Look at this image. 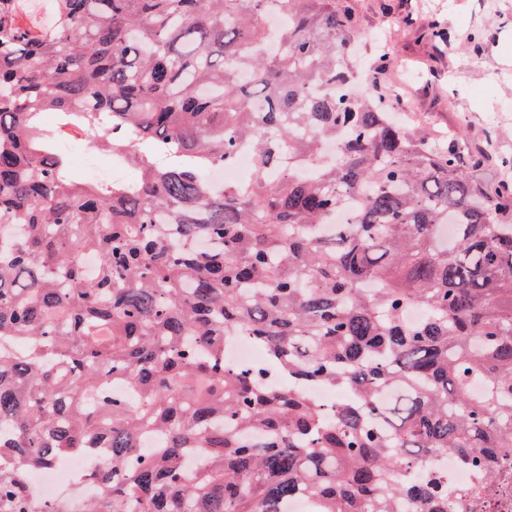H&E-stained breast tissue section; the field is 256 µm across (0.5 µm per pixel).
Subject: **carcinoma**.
Instances as JSON below:
<instances>
[{"label":"carcinoma","instance_id":"1","mask_svg":"<svg viewBox=\"0 0 512 512\" xmlns=\"http://www.w3.org/2000/svg\"><path fill=\"white\" fill-rule=\"evenodd\" d=\"M22 2L0 0V225L22 227L0 233V512H289L303 492L448 512L441 476L410 477L448 453L490 512L512 466V180L345 90L357 5L279 0L272 34L269 0H52L45 25ZM68 127L139 180L83 177ZM246 145L252 178L213 189ZM239 335L269 365L227 367ZM307 383L356 397L328 412ZM81 453L110 457L99 494L45 510L29 472Z\"/></svg>","mask_w":512,"mask_h":512}]
</instances>
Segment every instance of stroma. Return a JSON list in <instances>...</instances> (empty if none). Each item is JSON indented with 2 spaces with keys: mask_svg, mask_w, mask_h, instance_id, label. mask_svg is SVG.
<instances>
[{
  "mask_svg": "<svg viewBox=\"0 0 512 512\" xmlns=\"http://www.w3.org/2000/svg\"><path fill=\"white\" fill-rule=\"evenodd\" d=\"M360 39L357 75H369L374 39L384 41L392 85L402 87L397 112L421 119L432 130L454 133L466 126L469 141L491 155L512 156V0H358ZM442 18L448 41L417 39L396 19ZM481 31V44L470 35Z\"/></svg>",
  "mask_w": 512,
  "mask_h": 512,
  "instance_id": "stroma-1",
  "label": "stroma"
}]
</instances>
